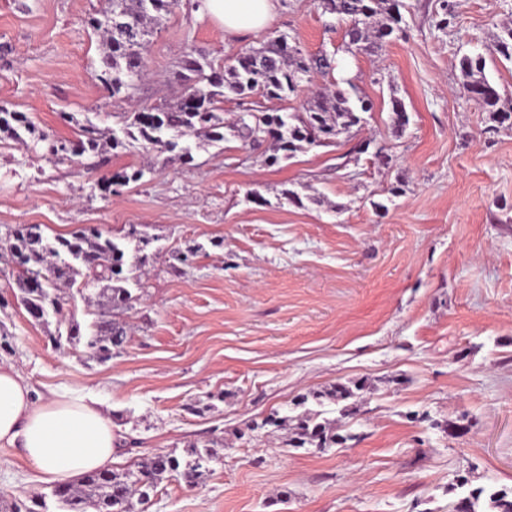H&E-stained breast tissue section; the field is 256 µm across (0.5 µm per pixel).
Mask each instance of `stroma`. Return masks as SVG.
<instances>
[{"mask_svg":"<svg viewBox=\"0 0 512 512\" xmlns=\"http://www.w3.org/2000/svg\"><path fill=\"white\" fill-rule=\"evenodd\" d=\"M403 3L402 34L370 55L344 51L348 22L316 0H281L271 27L232 40L178 0L129 99L100 81L102 41L86 23L111 0H0V106L54 139L84 123L123 135L129 113L179 96L180 59L226 67L278 33L305 53L333 52L330 82L374 105L355 137L273 167L268 145L232 137L188 139V165L133 142L99 169L0 138V363L39 396L97 397L122 437L113 470L224 442L203 484L162 483L146 512H448L476 488L512 491V127L487 120L458 66L482 55L512 100V60L495 50L512 0ZM394 96L409 116L399 135ZM366 139L387 148L390 168L368 152L345 163ZM126 167L146 174L110 195L105 178ZM291 183L325 205L282 202ZM20 224L50 239L93 226L128 246L130 230L150 238L128 283L123 351L99 361L67 341L69 320L87 333L99 312L77 289L61 294V315L28 314L2 256ZM195 244L173 270L170 251ZM361 381L323 408L346 443L285 447L284 432L262 425L296 417L302 394ZM53 488L0 445V512L38 497L59 512Z\"/></svg>","mask_w":512,"mask_h":512,"instance_id":"1","label":"stroma"}]
</instances>
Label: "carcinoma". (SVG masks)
<instances>
[{
  "mask_svg": "<svg viewBox=\"0 0 512 512\" xmlns=\"http://www.w3.org/2000/svg\"><path fill=\"white\" fill-rule=\"evenodd\" d=\"M176 0H112V15L131 20L137 29L134 36L109 26L100 18L90 17L89 26L102 35L106 45L100 57L101 79L112 95L120 93L130 98L142 78L147 53L148 29L161 15L169 13ZM325 13L348 20L347 50L374 52L400 30L402 14L400 0H318ZM287 36L279 34L259 48L242 53L236 64L220 71L196 57L179 62L177 79L184 85L180 98L173 104H162L134 112L129 117L127 136L142 148L161 153L180 149L181 157L192 159L191 149L179 147V140L191 134H202L212 143L226 139L225 132L252 145L265 141L274 144L267 157L271 165L288 160L298 152L336 142L341 134H349L363 122L362 114L372 109L369 100L340 89L320 88L302 110L281 113L277 109L256 112L244 106L236 118L227 123L220 103L228 92L244 99L260 96L267 100L285 101L302 84L312 83L315 74L326 77L333 70L334 60L327 54L307 55L296 48L288 52ZM485 58L465 55L459 60L464 78V94L476 101L486 118L498 125L512 126V104H507L496 86L485 75ZM396 132H403L409 117L401 100L391 98ZM17 139L27 133L35 136L34 144L47 143V152L60 161L74 156L92 154L104 157L101 148L103 133L93 125H83L76 140L47 141L36 134L34 124L24 112L0 106V134ZM143 170L112 173L107 188L137 182ZM134 248L116 242L98 228H88L53 239L44 236L34 224L18 228L9 247L17 259L16 286L20 300L28 313L41 320L47 308H55V291L60 284L73 285L76 277H84V285L99 286L98 295L112 311L132 308L134 298L125 287V269L144 262L140 252L150 244L148 236L136 237ZM129 327L119 321L102 320L96 331L83 335L81 326L71 322L67 340L84 343L92 357L103 361L118 352L128 341ZM353 389L338 383L329 390L312 393L316 401L322 398L345 400ZM294 438L286 444L294 448L312 445L321 450L336 444V435L326 422L311 414L299 419ZM215 441L192 445L186 456L156 452L133 463L122 473L111 469L89 472L77 484L61 483L53 491L63 512H138V506L150 500V493L170 479L183 480L189 486L200 484L210 471V463L218 461L212 448ZM487 498L493 512H512V498L505 490L488 491L478 488L465 498L464 512H477L481 498Z\"/></svg>",
  "mask_w": 512,
  "mask_h": 512,
  "instance_id": "carcinoma-1",
  "label": "carcinoma"
}]
</instances>
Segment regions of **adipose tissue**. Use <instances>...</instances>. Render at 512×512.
Masks as SVG:
<instances>
[{
	"label": "adipose tissue",
	"instance_id": "1",
	"mask_svg": "<svg viewBox=\"0 0 512 512\" xmlns=\"http://www.w3.org/2000/svg\"><path fill=\"white\" fill-rule=\"evenodd\" d=\"M280 0H200L198 11L233 39L269 25ZM22 449L46 479L66 481L107 467L118 437L95 399H39L22 374L0 364V445Z\"/></svg>",
	"mask_w": 512,
	"mask_h": 512
}]
</instances>
